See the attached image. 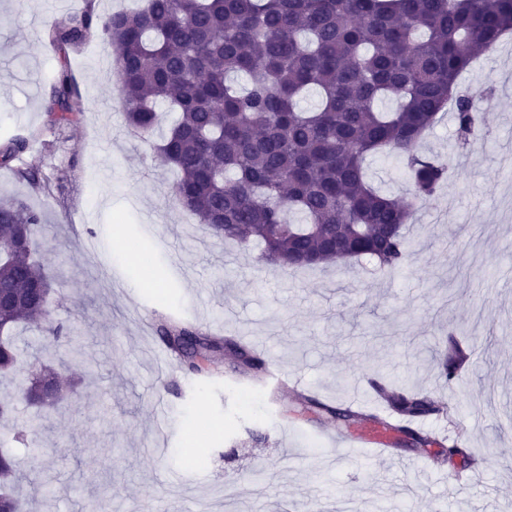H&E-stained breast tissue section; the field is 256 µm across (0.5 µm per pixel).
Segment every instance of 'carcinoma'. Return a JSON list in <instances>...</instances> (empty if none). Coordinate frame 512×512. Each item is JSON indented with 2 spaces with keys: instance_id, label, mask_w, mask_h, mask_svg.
<instances>
[{
  "instance_id": "carcinoma-1",
  "label": "carcinoma",
  "mask_w": 512,
  "mask_h": 512,
  "mask_svg": "<svg viewBox=\"0 0 512 512\" xmlns=\"http://www.w3.org/2000/svg\"><path fill=\"white\" fill-rule=\"evenodd\" d=\"M99 28L116 49L114 70L129 129L151 138L157 103L176 119L157 146L160 161L177 172L178 203L209 232L262 247L261 260L286 270L369 257L398 269L409 259L404 226L418 202L435 196L448 165L420 153L439 112L454 101L457 145L464 149L482 124L475 100L457 92V78L482 52L497 49L512 31V0H146L135 12L97 19L76 13L49 28L62 51ZM232 73L248 79L238 90ZM310 91L320 101L300 107ZM394 100L393 112L378 103ZM47 112L58 127L75 123L82 105L68 69L51 86ZM29 140L0 141V167L10 168ZM392 155L405 165L411 200L384 195L366 179L364 162ZM40 214L20 199L0 201V289L15 298L0 313V376L17 373V331L41 326L52 346L71 344L72 331L50 319V292L34 257L32 236ZM158 335L189 372H200L198 353L185 337L189 324L163 321ZM244 359L241 372L257 380L265 359L234 337L203 338ZM466 357L452 340L441 360L448 383ZM28 387L32 401H64L51 362ZM396 430L452 407L427 390L379 385ZM307 406L345 420L360 413L302 396ZM13 456L0 451V507L22 512V481Z\"/></svg>"
}]
</instances>
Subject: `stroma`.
Returning <instances> with one entry per match:
<instances>
[{
  "instance_id": "1",
  "label": "stroma",
  "mask_w": 512,
  "mask_h": 512,
  "mask_svg": "<svg viewBox=\"0 0 512 512\" xmlns=\"http://www.w3.org/2000/svg\"><path fill=\"white\" fill-rule=\"evenodd\" d=\"M144 0H0V137L31 147L22 163L53 188L0 167V196L41 217L36 253L50 279V318L77 329L53 348L59 378L73 381L63 409L47 414L31 447L0 425V446L25 463L28 480L55 495L28 512H512V43L483 55L460 82L479 89L485 147L459 152L444 112L422 144L449 162L437 197L406 227L411 257L387 273L362 261L279 273L258 248L211 238L176 201L175 178L155 142L129 138L101 31L57 51L52 22L69 13L133 10ZM82 102L77 123L51 124L45 106L60 67ZM367 172L383 192L409 199L404 166L372 157ZM189 321L211 336L261 346L323 403L344 405L368 378L427 389L450 402L452 420L429 419L420 434L468 427L471 457L444 445L391 450L330 449L327 435L355 429L276 395L217 358L202 374L164 369L155 350L159 318ZM472 337L460 382L448 385L438 358L450 339ZM167 450L151 448L158 423ZM465 476L453 480L452 475Z\"/></svg>"
}]
</instances>
